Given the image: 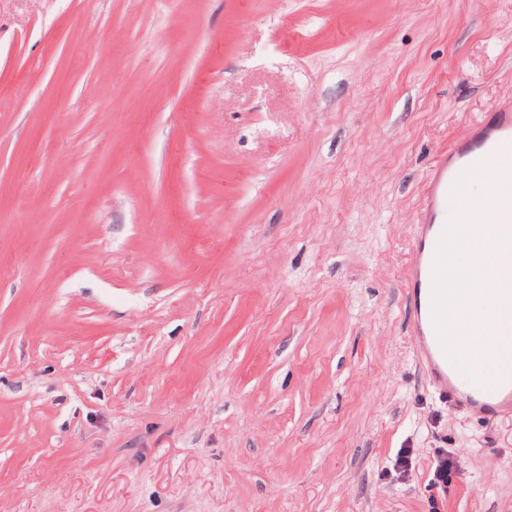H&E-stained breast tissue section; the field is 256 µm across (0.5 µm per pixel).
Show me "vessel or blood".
<instances>
[{
  "label": "vessel or blood",
  "mask_w": 512,
  "mask_h": 512,
  "mask_svg": "<svg viewBox=\"0 0 512 512\" xmlns=\"http://www.w3.org/2000/svg\"><path fill=\"white\" fill-rule=\"evenodd\" d=\"M474 165L494 169L496 178L486 179L482 205L469 220L494 229L485 245L493 251H512V193L497 182L512 179V107L499 105L476 126L475 133L438 157L426 183L422 220L414 227V245L407 266V284L414 306L411 336L417 354L436 390L463 410L476 409L491 419L512 417V318L488 308L491 374L480 380L462 374L442 350L431 310V287L438 239L455 218L450 193L458 175Z\"/></svg>",
  "instance_id": "1"
}]
</instances>
